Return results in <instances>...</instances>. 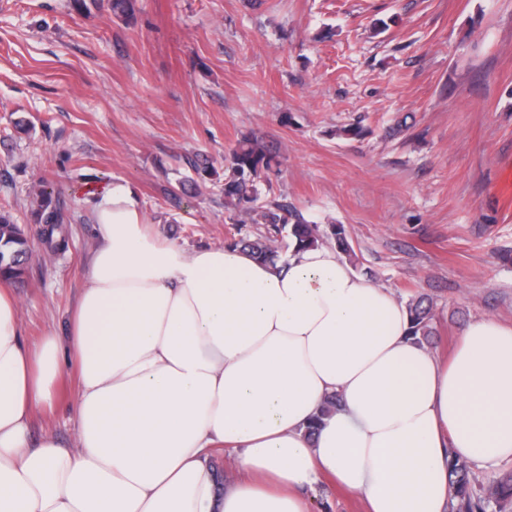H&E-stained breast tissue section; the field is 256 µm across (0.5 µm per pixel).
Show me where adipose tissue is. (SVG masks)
Here are the masks:
<instances>
[{"instance_id":"obj_1","label":"adipose tissue","mask_w":512,"mask_h":512,"mask_svg":"<svg viewBox=\"0 0 512 512\" xmlns=\"http://www.w3.org/2000/svg\"><path fill=\"white\" fill-rule=\"evenodd\" d=\"M95 225L66 337L25 341L0 278V512H310L324 481L365 512H449V457L512 463V326L473 320L440 357L333 248L189 252L148 232L124 182ZM67 360L75 442L32 441Z\"/></svg>"}]
</instances>
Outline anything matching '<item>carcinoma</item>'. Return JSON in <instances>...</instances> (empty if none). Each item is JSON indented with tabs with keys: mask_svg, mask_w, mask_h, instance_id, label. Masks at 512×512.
Returning a JSON list of instances; mask_svg holds the SVG:
<instances>
[{
	"mask_svg": "<svg viewBox=\"0 0 512 512\" xmlns=\"http://www.w3.org/2000/svg\"><path fill=\"white\" fill-rule=\"evenodd\" d=\"M224 207L237 216L238 224H261L265 231L224 239V246L237 248L255 260L273 263L281 253L293 247H313L329 240L348 258L355 257L346 230L341 224L330 225L329 232H320L319 226L299 217L292 224L282 221L275 208L256 205L259 200V182L271 169L272 158L255 137H246L224 159ZM31 215L40 225V240L49 256L67 246L65 225L69 223L68 210L46 186H38L32 193ZM31 251L24 231L6 214H0V274L22 283L27 275ZM411 316L410 335L419 341L431 334L432 307L422 298L408 306ZM449 479L454 490L453 512H506L512 508V473L476 487L471 466L464 460L448 463Z\"/></svg>",
	"mask_w": 512,
	"mask_h": 512,
	"instance_id": "1",
	"label": "carcinoma"
}]
</instances>
